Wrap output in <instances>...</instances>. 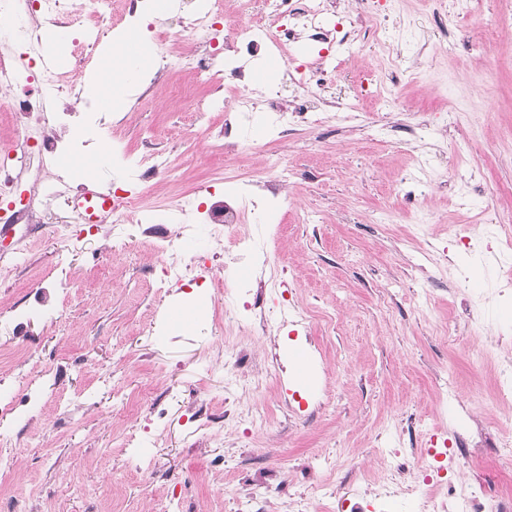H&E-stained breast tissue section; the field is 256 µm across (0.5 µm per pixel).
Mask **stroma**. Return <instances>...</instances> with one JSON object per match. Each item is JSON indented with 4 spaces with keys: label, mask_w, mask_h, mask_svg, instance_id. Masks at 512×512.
I'll return each instance as SVG.
<instances>
[{
    "label": "stroma",
    "mask_w": 512,
    "mask_h": 512,
    "mask_svg": "<svg viewBox=\"0 0 512 512\" xmlns=\"http://www.w3.org/2000/svg\"><path fill=\"white\" fill-rule=\"evenodd\" d=\"M511 10L512 0H391L377 40L358 32L329 45L346 73L314 92L321 126L278 143L246 135L232 156L217 147L223 112L187 111L170 93L207 99L193 73L173 74L138 110L123 96L101 113L85 149L112 147L100 183L128 186L148 142L176 166L162 190L211 181L209 213L223 210L231 180L257 178L278 150L292 171L281 208L237 232L267 237L271 274L314 323L241 327L209 308L177 326L170 311L196 295L163 286L141 226L126 223L119 239L104 226L85 231L74 253L61 231L72 214L55 204L27 239L0 236V394L26 402L0 420V453L16 461L0 502L20 489L26 512H164L174 497L185 512H253L254 492L263 512H289L300 496L326 512L323 485L349 487L360 503L367 482L402 468L425 474L429 448L457 423L489 439L457 459L466 482L491 493L512 485L502 463L512 409L492 398L506 352L477 354L490 337L512 336V301L492 298L512 271V36L487 56L475 51ZM365 68L379 77L369 93L355 77ZM336 98L355 105L357 124L328 110ZM466 160L484 177L465 179ZM469 229L478 243L459 251L454 240ZM64 275L71 290L55 296ZM41 288L61 316L13 335L9 314ZM314 343L326 391L263 363L273 354L286 365ZM239 351L248 361L231 381L225 364ZM203 400L219 414L228 401L241 414L264 402L272 412L263 424L219 422L224 441L214 444L192 418ZM129 435L138 450L125 448Z\"/></svg>",
    "instance_id": "35a3bbf8"
}]
</instances>
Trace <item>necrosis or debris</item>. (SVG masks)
Listing matches in <instances>:
<instances>
[{
    "mask_svg": "<svg viewBox=\"0 0 512 512\" xmlns=\"http://www.w3.org/2000/svg\"><path fill=\"white\" fill-rule=\"evenodd\" d=\"M339 9V0H255L250 20L237 27L236 37L230 43L222 41L217 27L222 18L221 8L193 14L186 26L209 31L207 47L200 51L167 31H156L154 73L150 80L139 84L138 97L149 99L171 73L181 70L196 71L207 76L210 83L223 86L224 97L218 105L224 110L223 147L228 154L241 149V130L249 112L256 108L266 111L269 124L280 139L296 127L316 124L317 117L310 112L304 98L297 96L288 101L275 91L259 99L250 96L245 90L247 75L242 62L273 50L287 54L289 47L303 38L329 42L335 28L324 26L322 14H339L337 28L345 29L353 24L350 16L340 14ZM0 16L8 24L6 32L0 34V85L14 91L13 96L0 101V107L9 112L12 123L25 133L21 146L0 145V195L13 192L20 195L13 209L0 216V222L14 229L38 223L57 201L85 192L79 179H64L54 172L58 158L71 150L69 126L87 118L86 113L65 106L64 100L70 97L78 75L83 73L93 50L109 29L101 25L93 32H80L71 76L63 77L46 68L33 76L24 71L15 54L6 51L5 46L21 39L26 56L33 61L39 59L45 28L76 24L71 0H0ZM170 166V160L162 152L147 150L133 176L136 189L119 195L112 185L106 184L101 186L100 194L111 199L113 211L138 216L144 225V235L155 238L168 283L179 287L184 281L203 279L209 260L223 257L224 238L243 222L246 210L264 207L269 199L277 197L287 176L284 171L270 169L259 182L260 194L245 201L234 200L226 206L223 223L210 227L212 245L208 259L202 260L186 257L183 247L184 239L194 236L198 230L195 223L201 215L198 192L164 203L170 222L180 227L178 235L156 236L150 228L153 210L144 205L143 193L157 185L169 173ZM365 493L383 504L400 496L414 497L419 512H512V492L505 490L489 495L463 482L448 484L427 478L414 485L390 479L366 488Z\"/></svg>",
    "mask_w": 512,
    "mask_h": 512,
    "instance_id": "1",
    "label": "necrosis or debris"
}]
</instances>
